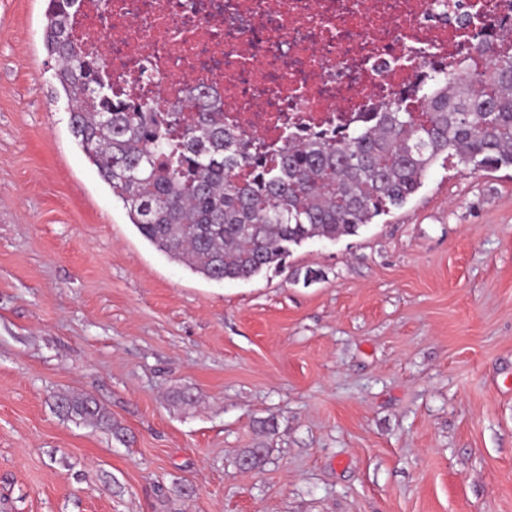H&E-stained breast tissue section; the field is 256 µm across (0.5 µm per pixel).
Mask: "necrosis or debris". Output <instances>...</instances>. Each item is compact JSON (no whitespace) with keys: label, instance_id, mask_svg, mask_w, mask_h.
Segmentation results:
<instances>
[{"label":"necrosis or debris","instance_id":"1","mask_svg":"<svg viewBox=\"0 0 512 512\" xmlns=\"http://www.w3.org/2000/svg\"><path fill=\"white\" fill-rule=\"evenodd\" d=\"M495 22L512 44V0H75L82 50L112 64L123 102H185L217 87L224 120L278 143L354 120L405 91L430 63L463 64L471 34Z\"/></svg>","mask_w":512,"mask_h":512}]
</instances>
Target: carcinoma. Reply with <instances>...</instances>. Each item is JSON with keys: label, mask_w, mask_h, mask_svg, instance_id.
<instances>
[{"label": "carcinoma", "mask_w": 512, "mask_h": 512, "mask_svg": "<svg viewBox=\"0 0 512 512\" xmlns=\"http://www.w3.org/2000/svg\"><path fill=\"white\" fill-rule=\"evenodd\" d=\"M74 0H48L45 46L69 102L71 129L140 235L213 281H248L309 240L353 236L402 206L437 163L473 172L512 167V52L486 35L473 65H430L410 97L393 96L357 125L305 141L284 132L276 157L224 124L216 89H186L193 111L148 101L112 106L109 62L85 54L68 28ZM58 412L121 435L93 397L63 392ZM266 448L239 462L260 471Z\"/></svg>", "instance_id": "cac0c4a2"}]
</instances>
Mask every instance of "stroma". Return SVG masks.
I'll use <instances>...</instances> for the list:
<instances>
[{
    "label": "stroma",
    "instance_id": "35a3bbf8",
    "mask_svg": "<svg viewBox=\"0 0 512 512\" xmlns=\"http://www.w3.org/2000/svg\"><path fill=\"white\" fill-rule=\"evenodd\" d=\"M45 8L0 0V512H512V167L207 280L76 144ZM56 407L63 416L78 418L93 426L110 427L115 435H121L122 429L112 423L106 409L91 396H79L67 392L59 393L56 399Z\"/></svg>",
    "mask_w": 512,
    "mask_h": 512
}]
</instances>
